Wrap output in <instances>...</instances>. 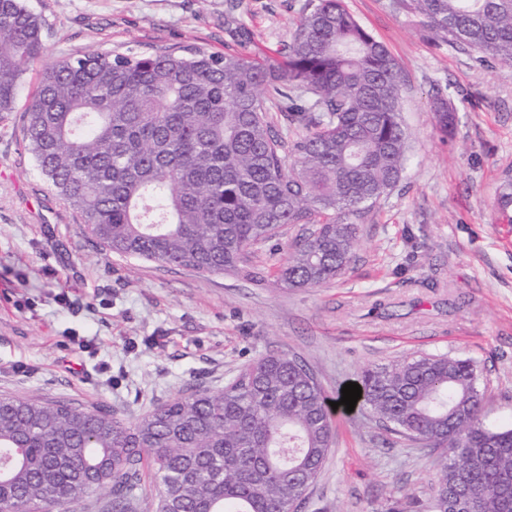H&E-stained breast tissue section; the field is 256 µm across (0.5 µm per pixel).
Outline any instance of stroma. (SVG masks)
I'll use <instances>...</instances> for the list:
<instances>
[{
    "mask_svg": "<svg viewBox=\"0 0 512 512\" xmlns=\"http://www.w3.org/2000/svg\"><path fill=\"white\" fill-rule=\"evenodd\" d=\"M47 21L16 109L0 120V396L103 408L134 424L193 390L222 391L270 352L328 394L368 366L423 354L477 366L482 419L512 424V71L424 27L397 0H345L403 73L408 160L362 211L347 274L282 290L104 254L25 147L42 68L82 51L276 55L307 0H25ZM239 29H224L225 16ZM455 111L449 135L433 101ZM85 347H78V340ZM336 440L299 512H422L441 454L396 441L368 413L336 414Z\"/></svg>",
    "mask_w": 512,
    "mask_h": 512,
    "instance_id": "1",
    "label": "stroma"
}]
</instances>
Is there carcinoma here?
<instances>
[{
  "label": "carcinoma",
  "mask_w": 512,
  "mask_h": 512,
  "mask_svg": "<svg viewBox=\"0 0 512 512\" xmlns=\"http://www.w3.org/2000/svg\"><path fill=\"white\" fill-rule=\"evenodd\" d=\"M427 26L512 67V0H410ZM46 21L0 0V119L14 111ZM402 70L344 0H308L274 58L83 52L46 66L28 106L39 174L104 250L202 274L268 282L250 264L287 224L307 226L273 275L282 289L349 270L351 218L400 182ZM443 133L454 109L434 102ZM301 128L286 142L269 117ZM512 206V171L498 198ZM357 412L442 449L430 512H512V425L481 419L469 358L405 357L354 379ZM331 397L270 352L218 393L196 391L127 425L102 409L0 397V503L74 502L109 488L110 512H283L318 478L335 438Z\"/></svg>",
  "instance_id": "obj_1"
}]
</instances>
